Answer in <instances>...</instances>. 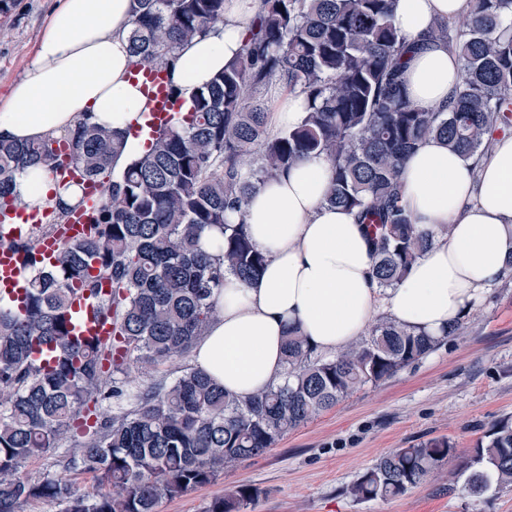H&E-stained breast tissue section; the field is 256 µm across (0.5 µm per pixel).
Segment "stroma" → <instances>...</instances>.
<instances>
[{"mask_svg": "<svg viewBox=\"0 0 512 512\" xmlns=\"http://www.w3.org/2000/svg\"><path fill=\"white\" fill-rule=\"evenodd\" d=\"M58 0H14L0 14V98L22 78ZM512 416V272L462 320L461 330L395 377L365 386L290 431L264 455L205 487L162 500L159 512H203L224 490L260 491L245 512H512V488L469 496L448 480L477 439ZM457 452L446 470L395 498L349 493L390 453L432 438Z\"/></svg>", "mask_w": 512, "mask_h": 512, "instance_id": "35a3bbf8", "label": "stroma"}]
</instances>
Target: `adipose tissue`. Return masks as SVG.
<instances>
[{
	"mask_svg": "<svg viewBox=\"0 0 512 512\" xmlns=\"http://www.w3.org/2000/svg\"><path fill=\"white\" fill-rule=\"evenodd\" d=\"M262 0H226L224 21L181 46L171 78L191 100L194 92L242 49L245 29ZM133 0H61L52 11L24 76L0 105V139L28 142L60 137L84 117L124 132L117 159L125 166L147 150V135H132L148 101L130 78L134 59L128 33ZM472 0H398L394 23L424 46L407 57L409 99L444 108L459 81V62L447 45L425 41L435 19L469 14ZM330 165L313 155L261 185L243 212L267 256L250 282L225 275L215 294L220 315L192 350L194 366L229 394L247 397L281 380L282 342L299 329L325 353L344 351L379 311L431 336L444 335L512 266V135L497 136L492 151L466 157L428 140L408 158L402 203L415 224L435 232L432 247L394 287L380 288L363 225L323 204ZM18 211L76 203L78 188H62L49 163L16 179ZM446 234H439L441 225Z\"/></svg>",
	"mask_w": 512,
	"mask_h": 512,
	"instance_id": "adipose-tissue-1",
	"label": "adipose tissue"
}]
</instances>
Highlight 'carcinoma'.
<instances>
[{
    "label": "carcinoma",
    "instance_id": "obj_1",
    "mask_svg": "<svg viewBox=\"0 0 512 512\" xmlns=\"http://www.w3.org/2000/svg\"><path fill=\"white\" fill-rule=\"evenodd\" d=\"M134 2L128 43L137 70L170 74L180 45L224 21L225 0ZM396 2L263 0L241 52L118 172L125 136L88 119L58 138L0 140V213L15 206L16 177L30 164L50 163L69 185L61 149L83 179L103 187L87 235L60 241L51 256L39 245L85 198L49 208L51 222L7 241L29 277L20 297L0 300V512H23L35 501L60 512H158L162 500L215 482L442 342L386 316L345 352L325 355L290 329L283 379L245 398L194 367L171 381L157 375L218 318L212 295L224 272L249 281L265 265L244 220H226L261 184L324 156L332 168L324 203L368 226L372 274L391 288L433 241L402 205L406 156L429 138L463 155L485 153L490 136L512 132V0H475L471 15L432 24L427 40L448 44L461 62L446 111L407 96L403 60L420 44L395 27ZM274 81L303 97L305 115L272 135L262 94ZM211 226L224 229L216 258L200 247ZM78 294L112 325L107 339L75 336ZM133 368L148 383L130 385ZM74 431L81 441L67 449L61 471L23 473ZM455 456L446 438L402 448L365 471L352 494L397 497ZM74 471L93 475L92 488L77 486ZM457 476L473 497L512 487V416L476 441ZM258 495L237 486L204 512H243Z\"/></svg>",
    "mask_w": 512,
    "mask_h": 512
}]
</instances>
